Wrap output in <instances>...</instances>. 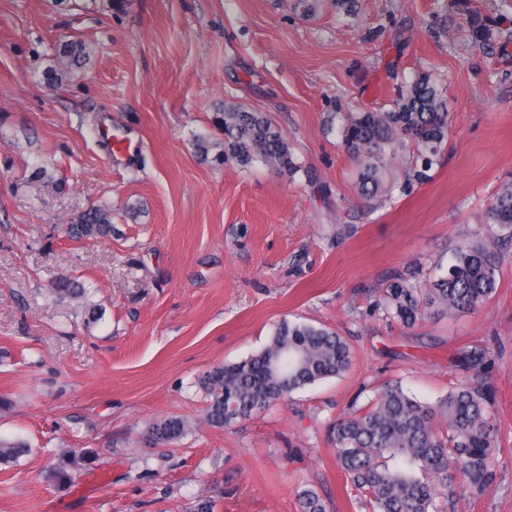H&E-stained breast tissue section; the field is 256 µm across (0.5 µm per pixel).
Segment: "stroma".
<instances>
[{
  "label": "stroma",
  "mask_w": 512,
  "mask_h": 512,
  "mask_svg": "<svg viewBox=\"0 0 512 512\" xmlns=\"http://www.w3.org/2000/svg\"><path fill=\"white\" fill-rule=\"evenodd\" d=\"M0 0V436L31 451L0 469V512H300L315 488L328 512H358L329 425L399 381L424 402L487 353L497 451L492 485L454 512H512V241L498 248L493 296L415 325L374 304L400 273L417 287L455 248L488 233V206L512 183V0ZM480 14L493 36L471 38ZM88 64L55 78L62 43ZM431 75L451 133L427 180L387 164L391 195L367 200L339 129L393 107ZM265 113L299 167L202 160L224 102ZM141 142L111 159L100 126ZM43 168L59 190L31 180ZM112 208L110 239L65 233L88 206ZM80 278L105 313L59 301ZM345 336L352 368L229 429L204 420L202 375L246 359L282 320ZM177 415L169 446L144 437ZM93 451L74 482L50 474ZM55 292L59 300H86L87 289L71 275L56 278ZM189 428V422L181 416H168L150 423L147 437L155 445H170L180 440Z\"/></svg>",
  "instance_id": "obj_1"
}]
</instances>
